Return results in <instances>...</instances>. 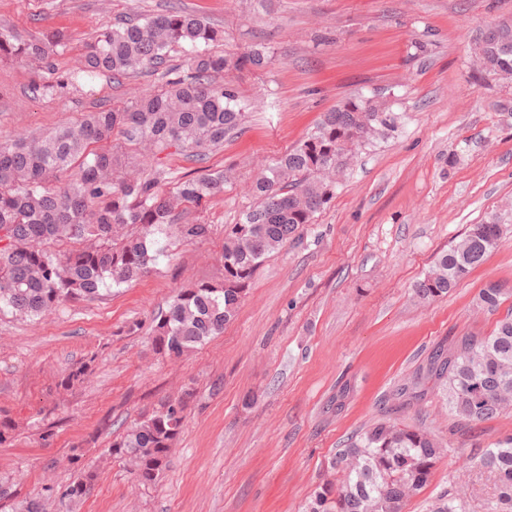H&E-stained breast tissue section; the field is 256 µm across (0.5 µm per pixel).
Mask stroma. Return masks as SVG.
<instances>
[{
	"instance_id": "stroma-1",
	"label": "stroma",
	"mask_w": 512,
	"mask_h": 512,
	"mask_svg": "<svg viewBox=\"0 0 512 512\" xmlns=\"http://www.w3.org/2000/svg\"><path fill=\"white\" fill-rule=\"evenodd\" d=\"M172 4L222 31L210 52L269 55L265 67L224 75L246 117L208 160L230 172L223 192L192 214L212 233L170 238L150 273L97 298L31 320L0 314V416L16 426L0 445V481L13 489L0 512L36 496L45 512H302L329 458L383 418L451 448L403 512H427L459 486L465 512H489L498 479L471 462L512 436V408L457 428L436 391L411 405L395 392L435 348L490 335L512 313V225L447 297L425 303L413 291L469 225L512 210V76L477 73V39L512 17V0H0V27L19 39L65 36L53 95L33 93L31 67L0 61V136L165 90L161 70L115 80L80 67L103 25ZM355 95L385 104L395 132L353 154L331 201L266 259L222 334L178 358L157 354V312L179 289L222 279L224 228L254 203L247 184ZM491 284L510 291L493 312L477 303ZM132 322L139 331L124 334ZM87 360L86 381L59 388ZM189 387L198 396L166 468L151 488L136 486L128 462L109 455L112 441ZM75 447L98 473L79 504L63 496Z\"/></svg>"
}]
</instances>
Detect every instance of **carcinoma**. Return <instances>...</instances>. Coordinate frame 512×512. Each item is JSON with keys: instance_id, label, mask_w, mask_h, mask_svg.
<instances>
[{"instance_id": "obj_1", "label": "carcinoma", "mask_w": 512, "mask_h": 512, "mask_svg": "<svg viewBox=\"0 0 512 512\" xmlns=\"http://www.w3.org/2000/svg\"><path fill=\"white\" fill-rule=\"evenodd\" d=\"M496 27L501 37L479 45L480 73L512 75V19ZM221 39L204 19L176 8L107 24L86 46L83 73L117 79L155 71L175 47ZM267 58L260 48L235 58L200 54L192 71L169 80L161 93L123 108L91 112L79 123L64 121L38 139L0 138V313L39 316L71 299L96 298L113 285L147 274L167 256L169 233L186 241L210 236L212 225L178 224L175 211L205 205L223 190L226 175L204 167L165 196L168 171L158 155L173 151L204 165L244 119L235 88L216 77L232 68L261 67ZM2 59L43 67L47 77L33 89L40 96L53 95L55 68L45 44L0 29ZM394 128L384 108L351 98L263 168L249 186L253 207L239 223L224 227V278L200 282L173 297L154 318L155 351L180 356L233 321L264 260L300 225L313 223L333 198L344 159ZM114 133L143 148L150 164L132 165L123 152L96 148ZM502 235L503 225L496 221L469 225L416 282L415 295L424 301L445 297L499 247ZM56 243L70 248L55 253L50 245ZM503 295V289L490 285L480 290L478 303L494 311ZM92 361L72 370L60 385L82 382ZM431 381L442 388L448 411L462 426L489 420L512 405V316L500 320L489 336H458L448 348L433 351L397 396L420 401ZM195 397V389L188 388L162 401L112 442V455L131 463L138 485L155 484ZM445 451L447 445L422 427L379 419L327 461L328 476L304 512H402L404 503L426 487ZM81 457L72 449L69 462L78 473L64 491L72 502L85 499L97 480L96 472L79 467ZM477 464L498 475L493 512H512V437L493 442ZM428 512H463L461 490L435 498Z\"/></svg>"}]
</instances>
